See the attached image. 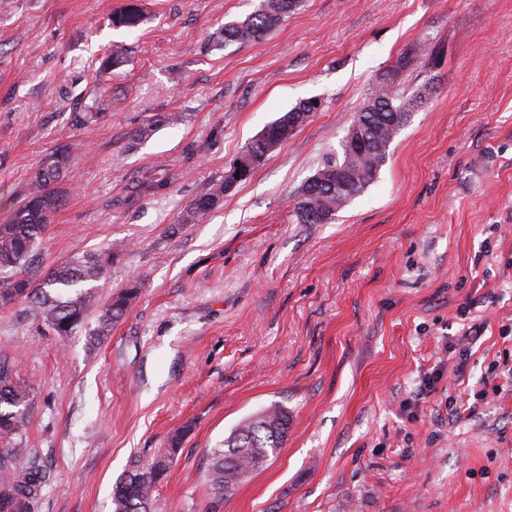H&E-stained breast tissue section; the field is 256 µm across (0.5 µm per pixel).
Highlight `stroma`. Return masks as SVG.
<instances>
[{
    "instance_id": "35a3bbf8",
    "label": "stroma",
    "mask_w": 512,
    "mask_h": 512,
    "mask_svg": "<svg viewBox=\"0 0 512 512\" xmlns=\"http://www.w3.org/2000/svg\"><path fill=\"white\" fill-rule=\"evenodd\" d=\"M259 2L0 0V207L69 148L43 266L122 242L99 298L142 283L95 346V319L62 337L0 309L32 390L23 442L53 474L33 512H113L116 480L178 431L150 512H512V0H301L225 44ZM131 4L143 22L113 27ZM424 42L436 59L393 74ZM116 46L126 63L103 70ZM391 75L431 92L376 181L296 223L292 196ZM308 98L295 136L178 225ZM274 402L282 447L215 494L210 450ZM299 5V0H260L257 9L241 22L224 25L225 44H247L271 31ZM310 112H312L311 102L308 99L302 100L279 118L269 123L254 140L249 142L239 152V154L247 152L253 157L251 169L250 156L247 153L238 154L239 156L237 155V159L233 160L234 163L229 170L225 169L224 178L220 182L215 183L207 193L195 198L183 211L178 224H195L215 209L224 199V182L226 184V193H228L239 184L244 174L250 169V172L241 182L249 179L255 170L265 163L268 155L271 153L269 151L272 145L280 146L294 136L315 113L312 112L310 118H303L302 114ZM296 124H298L299 128L296 131L289 132V127L294 128ZM236 174H239V178H236Z\"/></svg>"
}]
</instances>
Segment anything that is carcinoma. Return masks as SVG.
Returning <instances> with one entry per match:
<instances>
[{
  "label": "carcinoma",
  "mask_w": 512,
  "mask_h": 512,
  "mask_svg": "<svg viewBox=\"0 0 512 512\" xmlns=\"http://www.w3.org/2000/svg\"><path fill=\"white\" fill-rule=\"evenodd\" d=\"M299 5V0H260L257 9L241 22L224 25V44H247L271 31ZM142 20L133 5L112 15L114 27L133 28ZM428 45H417L399 57L400 72L420 56L434 55ZM423 85L411 98L401 95L395 82L372 86L352 118L363 126L362 137L344 136L339 150L327 157L296 191L293 213L299 224H328L336 213L372 184L385 165L389 147L412 110L430 94ZM312 112L302 100L269 123L243 151L253 157L250 172L265 163L272 145L287 142L289 128L303 126ZM70 153L57 150L47 156L22 201L0 217V309L25 304L60 336H70L85 326L94 311L97 325L89 333L96 344L107 338L114 325L139 296L137 284L122 289L104 304L99 303L96 282L123 250L121 245L72 257L39 274L38 255L42 236L52 215L63 206L65 191L56 183L65 174ZM224 199V182L215 183L195 198L179 218L194 224ZM31 391L16 379L12 359L0 354V512H32L33 504L51 480V472L37 458L19 470L16 461L24 453L22 436L29 416ZM288 410L274 402L244 419L211 451L207 479L219 495L232 494L241 478L263 470L281 448L288 432ZM182 434L170 439L167 452L150 460L135 461L113 486L114 512H150L154 487L167 475L181 444Z\"/></svg>",
  "instance_id": "cac0c4a2"
}]
</instances>
